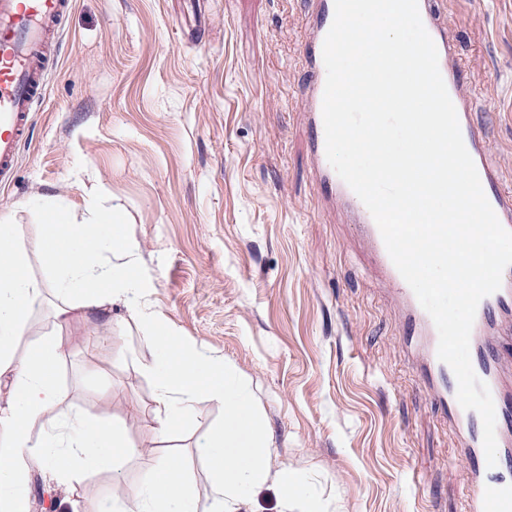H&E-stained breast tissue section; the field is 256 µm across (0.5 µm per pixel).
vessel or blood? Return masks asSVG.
<instances>
[{
    "label": "vessel or blood",
    "mask_w": 512,
    "mask_h": 512,
    "mask_svg": "<svg viewBox=\"0 0 512 512\" xmlns=\"http://www.w3.org/2000/svg\"><path fill=\"white\" fill-rule=\"evenodd\" d=\"M418 5L436 44L439 69L484 193L502 226L512 231V178L491 161L487 138L476 124L477 101L460 75L453 28L439 0H418ZM68 7V0H0V187L11 182L19 150L30 137L32 107L46 92L45 35ZM334 14V0H311L302 44L307 71L302 119L309 133L315 187L325 202L340 207L358 224L375 264L400 299L402 344L415 380L455 431L458 456L467 465L464 512H512V387L504 384L501 375L504 363L512 360V339L503 340L500 331L503 321L512 320V266L505 269L500 289L479 303L470 337L473 369L488 385L495 405L497 463L491 467L483 449L481 417L458 403L455 375L437 356L438 333L431 317L393 264L370 212L327 160L322 117L326 81L323 44Z\"/></svg>",
    "instance_id": "1"
}]
</instances>
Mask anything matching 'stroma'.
I'll return each mask as SVG.
<instances>
[{"label":"stroma","instance_id":"35a3bbf8","mask_svg":"<svg viewBox=\"0 0 512 512\" xmlns=\"http://www.w3.org/2000/svg\"><path fill=\"white\" fill-rule=\"evenodd\" d=\"M461 73L492 162L512 174V0H446ZM306 0H73L50 43L47 93L13 181L0 189L44 288L17 345L53 337L62 405L122 421L141 455L123 475L59 485L29 468L30 512H108L153 457L211 495L200 436L224 407L199 402L155 433L153 350L121 304L60 317L38 243L36 196L82 210L87 167L125 202L154 274L157 311L183 341L224 357L252 385L273 464L303 473L344 512H461L456 437L402 352L391 299L356 225L322 213L299 115Z\"/></svg>","mask_w":512,"mask_h":512}]
</instances>
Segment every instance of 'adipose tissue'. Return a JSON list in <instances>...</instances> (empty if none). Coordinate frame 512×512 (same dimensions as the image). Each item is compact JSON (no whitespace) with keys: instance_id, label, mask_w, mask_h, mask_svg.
Returning a JSON list of instances; mask_svg holds the SVG:
<instances>
[{"instance_id":"obj_1","label":"adipose tissue","mask_w":512,"mask_h":512,"mask_svg":"<svg viewBox=\"0 0 512 512\" xmlns=\"http://www.w3.org/2000/svg\"><path fill=\"white\" fill-rule=\"evenodd\" d=\"M33 205L49 226L40 250L56 273L66 308L99 309L109 299L119 300L153 346L148 370L156 382L158 437L179 428L200 400L224 405L223 425L210 428L199 441L210 472L207 501L191 492L173 461L160 458L130 498L113 502L112 512H252L255 493L269 483L279 491V512H326L303 474L273 464L270 437L249 382L224 358L183 344L174 324L155 310L154 276L128 234L124 204L94 184L84 190L81 213L49 198H35ZM1 260L11 274L0 280V377L8 378L12 398L0 411V430L9 435L8 446L0 448V512H30L28 461L69 484L86 471L120 476L122 464L139 450L123 423L89 421L62 407L59 342L39 341L16 357L42 285L27 271L26 249L14 224L2 217Z\"/></svg>"}]
</instances>
